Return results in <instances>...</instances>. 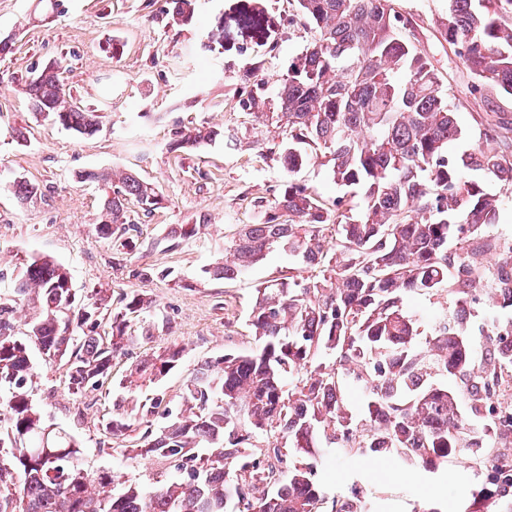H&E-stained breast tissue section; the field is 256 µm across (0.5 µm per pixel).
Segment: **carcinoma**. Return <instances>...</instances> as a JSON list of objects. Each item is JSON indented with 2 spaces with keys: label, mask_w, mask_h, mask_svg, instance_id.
<instances>
[{
  "label": "carcinoma",
  "mask_w": 512,
  "mask_h": 512,
  "mask_svg": "<svg viewBox=\"0 0 512 512\" xmlns=\"http://www.w3.org/2000/svg\"><path fill=\"white\" fill-rule=\"evenodd\" d=\"M315 36L281 79L276 111L251 97L246 109L259 124L281 130L280 158L290 173L311 160L326 166L343 194L328 203L314 189L288 182L272 212L237 227L224 241V261L204 270L211 281H235L276 250L312 266L311 274L272 278L256 288L249 322L260 343L255 352L226 353L204 361L167 412L163 429L152 417L162 400L138 409L139 438L131 451L144 458L180 461L186 477L148 495L136 481L112 489L108 472L90 473L78 441L46 424L29 398L33 372L27 343L50 361L66 360L71 389L96 387L112 374L113 358L141 340L128 331L130 315L147 307L127 299L98 332L96 313L107 308L99 290L85 302L65 267L35 256L23 263L14 294L35 312L16 332L14 305L0 302V512H324L327 498L304 459L324 434L336 455L389 454L405 468L435 472L466 451L484 463L492 490L483 484L463 498L460 512H512V453L490 455L488 435L512 437V410L490 411L496 387L512 379V340L497 345L482 364L471 344L466 310L435 326L420 343L418 319L404 307L410 293L448 292L467 302L482 287L497 257L496 287L487 289L486 326L512 337V243L482 236L498 223L499 199L473 171L512 187V117L490 108L480 142L471 152L448 154L459 139L448 88L412 38V22L395 0H296ZM469 78V92L486 100L512 97V0H448L437 20ZM238 29L264 34L263 19L245 12ZM63 61L34 71L26 85L31 109L57 116L77 135L100 131L97 110L65 107ZM221 132L196 126L180 134L188 149L216 142ZM112 186L106 219L97 232L127 247L137 226L127 203L144 202L149 215L162 203L157 188L132 174L96 173ZM200 224H178L171 239L198 236ZM182 358L165 349L130 372L156 380ZM358 375L368 396L361 421L347 400V380ZM469 377L467 411L448 378ZM247 401L245 419L236 402ZM113 404L105 424L111 438L131 430ZM267 439L263 452L251 448ZM295 463L283 476L282 449ZM335 512H372L357 496L332 502Z\"/></svg>",
  "instance_id": "carcinoma-1"
}]
</instances>
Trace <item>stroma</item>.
Segmentation results:
<instances>
[{"instance_id":"1","label":"stroma","mask_w":512,"mask_h":512,"mask_svg":"<svg viewBox=\"0 0 512 512\" xmlns=\"http://www.w3.org/2000/svg\"><path fill=\"white\" fill-rule=\"evenodd\" d=\"M244 1L271 22L262 41L235 25ZM399 6L412 17L422 50L449 89L462 129L449 153L474 149L487 104L468 93L467 75L435 26L448 0H399ZM313 36L301 24L296 0H196L193 16L184 21L173 19L171 0H61L50 16L38 0H0V40L9 42L0 54V299L15 300L13 281L23 260L47 255L67 268L79 294L106 289L111 310L133 294L151 302L139 321L149 339L113 359L103 386L73 392L65 365L46 362L37 346L29 348L32 402L46 423L77 438L88 470L140 481L148 492L178 478L173 460H142L128 451L135 432L122 441L105 434L118 394L132 403L159 397L176 407L198 364L257 349L249 327L256 286L301 268L299 259L274 251L234 282L204 276L223 257L225 236L237 225L259 222L285 182L312 186L327 201L339 194L319 163L288 173L277 129L254 133L242 106L252 91L274 99L280 79ZM61 56L73 96L102 107V130L95 135L79 136L45 120L22 91L34 67ZM200 125L234 139L197 150L178 147L179 132ZM92 172H126L157 187L159 208L148 216L137 207L130 211L140 226L132 247L98 235L105 190L89 180ZM20 178L37 186L35 197L14 195L13 182ZM177 224L206 230L176 245L168 233ZM145 268L153 269L152 278H140ZM406 305L426 333L461 308L444 292L411 296ZM167 348L183 352L174 370L121 391L120 380L142 357ZM308 462L329 496H372L376 512H413L429 502L446 512L457 490L485 480L463 463L431 474L403 469L391 457L340 458L325 444Z\"/></svg>"}]
</instances>
